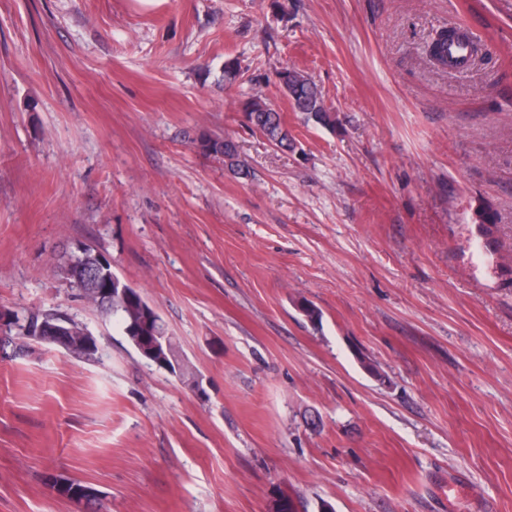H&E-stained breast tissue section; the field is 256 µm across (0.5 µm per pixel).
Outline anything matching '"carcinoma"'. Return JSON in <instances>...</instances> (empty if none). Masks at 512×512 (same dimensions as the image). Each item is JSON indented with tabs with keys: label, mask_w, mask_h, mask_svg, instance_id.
I'll use <instances>...</instances> for the list:
<instances>
[{
	"label": "carcinoma",
	"mask_w": 512,
	"mask_h": 512,
	"mask_svg": "<svg viewBox=\"0 0 512 512\" xmlns=\"http://www.w3.org/2000/svg\"><path fill=\"white\" fill-rule=\"evenodd\" d=\"M454 43L462 44L467 48V59H472L478 52L477 44L467 33L461 30H445L440 32L430 46V56L441 66L451 68L454 60L449 55L448 47ZM285 91L293 112L302 116L304 122H312L325 127H332L336 123V114L327 107L321 89L305 73L294 68L288 69V78L285 79ZM245 120L251 130L258 132L272 145L288 148L293 143V137L288 130L282 113L278 112L264 98L253 96L244 104ZM200 147L205 152H213L224 156V162L237 175L249 176L248 166L239 159L238 147L233 139L227 137L220 139H204ZM79 295L101 317L112 320L127 338L129 344L137 351L145 350L148 339L152 336L168 337L169 349L166 352L169 370L181 376L182 381L190 380L192 373L189 368H179V363L172 360L178 354L177 343L170 335L168 327L152 306L145 300L141 291H133L131 302L135 305H144L147 315H132L129 310L117 303L111 302L98 295L91 288L79 289ZM57 491L77 503L81 512H100L101 505L97 503V496L93 489L79 482L67 479H53Z\"/></svg>",
	"instance_id": "carcinoma-1"
}]
</instances>
